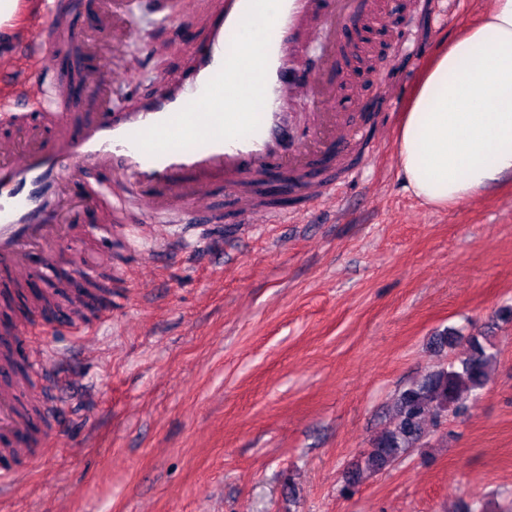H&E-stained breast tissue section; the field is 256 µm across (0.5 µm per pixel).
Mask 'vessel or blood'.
I'll list each match as a JSON object with an SVG mask.
<instances>
[{
  "label": "vessel or blood",
  "mask_w": 512,
  "mask_h": 512,
  "mask_svg": "<svg viewBox=\"0 0 512 512\" xmlns=\"http://www.w3.org/2000/svg\"><path fill=\"white\" fill-rule=\"evenodd\" d=\"M315 2L224 0L218 13L199 20L208 34L191 46V68L133 112L65 111L68 82L55 59L76 38L58 34L51 19L42 24L20 59L0 64V114L45 110L51 128L49 140H34L24 150L0 138V271L18 284L37 265L56 273L63 284L47 301L66 294L75 313L92 273L85 268L71 278L76 261L62 257L57 245L83 238L76 215L85 205L97 207L105 237L126 228L125 240L137 253L133 231L145 217L181 230L211 222L208 199L218 184L233 192L241 224L296 222L297 213L263 205L257 185L274 174L284 175L307 206L335 199V179L310 169L313 155L337 144L349 148L353 137L355 114L335 112L332 104L340 23L350 0H332L335 18L320 22ZM315 42L322 45L319 61L301 73L305 49ZM21 64L43 71V83L35 87L16 77ZM301 98L321 107L299 124L288 106ZM68 183L79 185L81 197L66 194ZM53 358L48 350L32 353L31 379L0 381V435L15 441V453H22L19 441L27 433L15 396L38 382L52 397Z\"/></svg>",
  "instance_id": "vessel-or-blood-1"
}]
</instances>
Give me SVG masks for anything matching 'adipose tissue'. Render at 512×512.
<instances>
[{
	"label": "adipose tissue",
	"instance_id": "1",
	"mask_svg": "<svg viewBox=\"0 0 512 512\" xmlns=\"http://www.w3.org/2000/svg\"><path fill=\"white\" fill-rule=\"evenodd\" d=\"M397 153L412 193L435 207L512 174V0H491L436 54L402 119Z\"/></svg>",
	"mask_w": 512,
	"mask_h": 512
}]
</instances>
